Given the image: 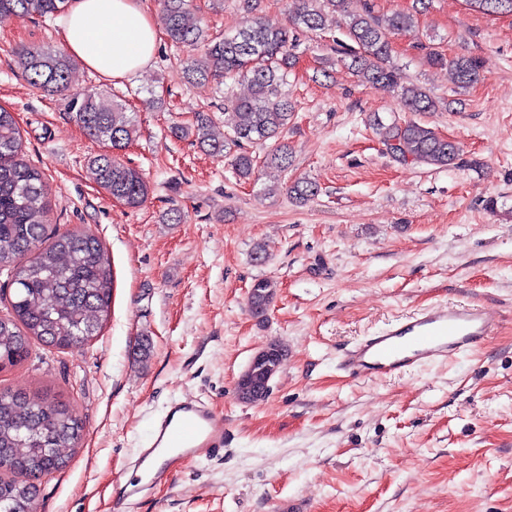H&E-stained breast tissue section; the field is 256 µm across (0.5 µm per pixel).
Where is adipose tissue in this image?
Returning <instances> with one entry per match:
<instances>
[{"label":"adipose tissue","mask_w":512,"mask_h":512,"mask_svg":"<svg viewBox=\"0 0 512 512\" xmlns=\"http://www.w3.org/2000/svg\"><path fill=\"white\" fill-rule=\"evenodd\" d=\"M57 36L87 68L112 80L145 69L159 45L158 28L142 0H72Z\"/></svg>","instance_id":"ef3b65f1"}]
</instances>
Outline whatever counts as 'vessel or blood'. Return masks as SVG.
<instances>
[{"label":"vessel or blood","mask_w":512,"mask_h":512,"mask_svg":"<svg viewBox=\"0 0 512 512\" xmlns=\"http://www.w3.org/2000/svg\"><path fill=\"white\" fill-rule=\"evenodd\" d=\"M498 320L479 304L433 305L398 318L382 331L344 352L340 368L361 380L413 371L468 351L495 335ZM224 448V419L207 401L187 397L172 401L154 419L129 459L132 480L112 498L114 512L155 485L169 483L191 461L212 458Z\"/></svg>","instance_id":"obj_1"}]
</instances>
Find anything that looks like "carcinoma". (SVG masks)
<instances>
[{
	"label": "carcinoma",
	"mask_w": 512,
	"mask_h": 512,
	"mask_svg": "<svg viewBox=\"0 0 512 512\" xmlns=\"http://www.w3.org/2000/svg\"><path fill=\"white\" fill-rule=\"evenodd\" d=\"M487 15L511 13L512 0H468ZM69 0H0V23L18 14L53 17ZM161 22L168 40L178 49L199 51L185 70L191 84L226 80L246 82L251 96L227 95L224 105L236 117L233 134L222 139L212 133L213 117L197 113L194 124H176V138H194L206 154L224 156L234 147V173L248 179L257 160L247 147L273 141L263 167L270 173L290 165L288 145L282 142L293 117V106L283 91L288 69L296 64L297 32L323 29L325 16L344 20V54L360 80L380 85L400 99L405 112H435L439 105L426 89L409 82L393 61L392 39L415 25L414 15L393 12L375 15L366 0H292L288 25L272 28L259 16V0H244L248 15L233 34H212L198 16L193 0H160ZM28 84L49 95L68 99L75 122L91 138L108 144L109 151L92 158L96 182L112 198L136 207L147 199L144 176L127 166L121 151L137 135L134 119L117 104H109L89 90L71 87L73 58L61 49L23 48L18 51ZM429 64L449 69L461 88L474 84L481 62L473 56L452 59L431 49ZM373 125L383 142L400 161L449 169L456 164L460 147L434 129L413 120L392 117ZM290 197L300 202L317 195L309 180H297ZM47 192L44 172L25 159L23 139L12 112L0 107V267L7 268L13 297L10 311L0 317V368L13 366L31 353L36 339L59 349L83 346L101 332L112 303L111 258L100 240L85 231H67L38 247L47 235ZM275 282L254 279L247 298L251 316L262 319L274 300ZM269 355L249 364V379L238 383L239 399L257 404L266 398L265 385L286 360L283 346L268 342ZM84 427L63 405L34 401L20 392H0V512L27 507L36 512L35 480L66 467L64 449L81 447Z\"/></svg>",
	"instance_id": "carcinoma-1"
}]
</instances>
